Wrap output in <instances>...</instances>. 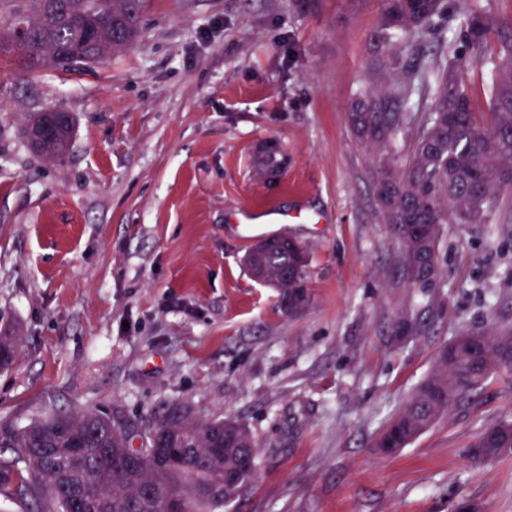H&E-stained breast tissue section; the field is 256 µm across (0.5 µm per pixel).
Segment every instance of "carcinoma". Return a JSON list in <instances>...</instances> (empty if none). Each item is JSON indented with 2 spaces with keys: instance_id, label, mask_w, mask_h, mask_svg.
<instances>
[{
  "instance_id": "1",
  "label": "carcinoma",
  "mask_w": 512,
  "mask_h": 512,
  "mask_svg": "<svg viewBox=\"0 0 512 512\" xmlns=\"http://www.w3.org/2000/svg\"><path fill=\"white\" fill-rule=\"evenodd\" d=\"M23 6L0 21V53L20 50L30 66H78L97 53L127 47L140 32L141 0H21ZM374 46L385 67L401 64L394 35L424 41L446 14L445 0H380ZM465 50L440 43L431 64L402 69L380 90H365L352 102L347 124L376 152L373 185L387 223L402 242V262L412 280L431 285L438 273L436 245L445 224H491L512 199V22L462 8ZM19 24L30 29L26 43H14ZM479 66L491 74L489 118L471 108L470 75ZM28 129L42 131L37 151L64 158L72 134L66 112H37ZM412 134L410 151L398 164V135ZM269 285L281 292L288 310L309 300L308 259L292 242H280L263 256ZM20 353L15 327L0 326V370ZM512 363V333L466 330L438 355L436 365L388 422L375 447L393 454L444 415L460 396L476 390L501 365ZM114 419L98 410L52 412L21 428L0 427V493L31 500L30 512H222L256 478V443L244 431L224 446L222 419L201 420L183 407L167 411L143 429L127 424L115 433ZM83 452L74 462L73 449ZM512 449V420L482 429L468 447L471 459L488 463ZM140 455L132 467L128 459ZM236 481L216 496L198 494L203 479Z\"/></svg>"
}]
</instances>
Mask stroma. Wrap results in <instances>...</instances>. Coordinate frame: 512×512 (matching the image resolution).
I'll return each instance as SVG.
<instances>
[{
    "instance_id": "35a3bbf8",
    "label": "stroma",
    "mask_w": 512,
    "mask_h": 512,
    "mask_svg": "<svg viewBox=\"0 0 512 512\" xmlns=\"http://www.w3.org/2000/svg\"><path fill=\"white\" fill-rule=\"evenodd\" d=\"M512 20V0H447ZM378 0H142L135 42L84 68L0 56V315L22 353L0 371V424L95 408L146 424L186 405L244 425L256 481L224 512H512V452L465 450L512 420V367L397 454L375 441L464 330H512V208L449 224L440 274L413 284L346 112L383 86ZM71 114L63 162L35 151L31 114ZM280 144L279 177L250 162ZM310 254L288 310L242 258L240 222ZM413 316L416 331L393 333Z\"/></svg>"
}]
</instances>
